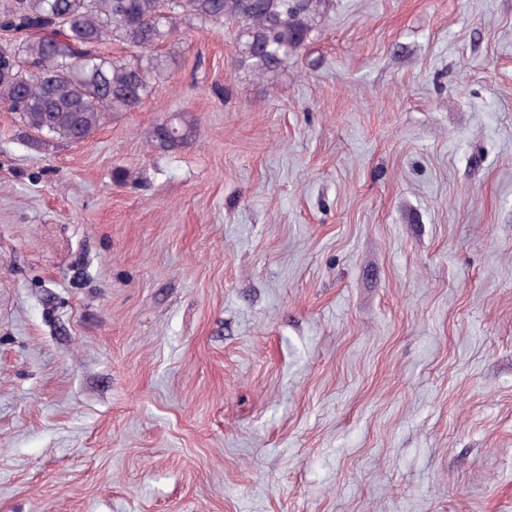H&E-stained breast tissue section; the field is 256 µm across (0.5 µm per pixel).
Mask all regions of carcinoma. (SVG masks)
Returning <instances> with one entry per match:
<instances>
[{
    "label": "carcinoma",
    "mask_w": 512,
    "mask_h": 512,
    "mask_svg": "<svg viewBox=\"0 0 512 512\" xmlns=\"http://www.w3.org/2000/svg\"><path fill=\"white\" fill-rule=\"evenodd\" d=\"M328 0H0V105L29 129L70 142L88 139L110 116L134 112L165 72L154 50L183 24L232 21L235 64L256 75L283 67L319 27ZM108 43L134 48L130 58ZM195 120L170 115L154 146L181 149Z\"/></svg>",
    "instance_id": "1"
}]
</instances>
